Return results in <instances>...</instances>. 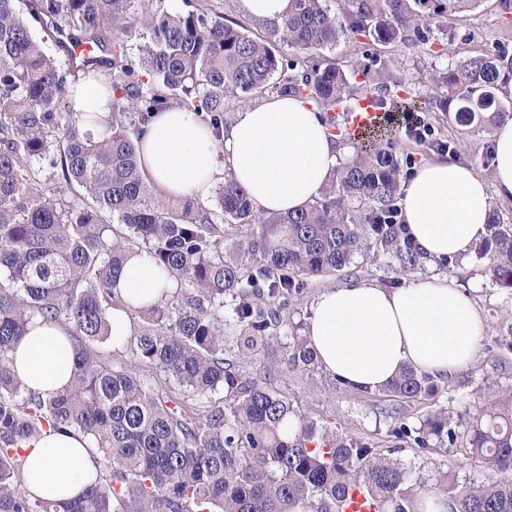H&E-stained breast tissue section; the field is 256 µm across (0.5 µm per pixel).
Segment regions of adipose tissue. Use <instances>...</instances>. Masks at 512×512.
I'll use <instances>...</instances> for the list:
<instances>
[{"instance_id":"ef3b65f1","label":"adipose tissue","mask_w":512,"mask_h":512,"mask_svg":"<svg viewBox=\"0 0 512 512\" xmlns=\"http://www.w3.org/2000/svg\"><path fill=\"white\" fill-rule=\"evenodd\" d=\"M494 144L492 178L436 158L418 165L403 187L407 234L430 266L467 257L487 232L491 196L512 201V122L499 126ZM139 145L141 166L162 195L207 200L223 164L266 213L288 214L314 201L340 164L336 135L302 96L236 113L218 139L199 113L159 112ZM118 292L123 304L112 310V334L121 339L131 333L130 307L158 296L146 252L131 254ZM304 333L327 374L342 386L374 391L407 367L437 380L458 374L474 357L482 319L447 277L434 274L394 289L368 283L327 289ZM9 357L32 391L70 385L74 351L63 326L35 325ZM22 474L32 495L77 497L96 476L95 448L80 432L43 430L24 448Z\"/></svg>"}]
</instances>
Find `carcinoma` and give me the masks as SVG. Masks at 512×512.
<instances>
[{
  "instance_id": "1",
  "label": "carcinoma",
  "mask_w": 512,
  "mask_h": 512,
  "mask_svg": "<svg viewBox=\"0 0 512 512\" xmlns=\"http://www.w3.org/2000/svg\"><path fill=\"white\" fill-rule=\"evenodd\" d=\"M482 2L340 0L334 10L331 0H290L260 39L198 12L130 22L131 0H0V512H342L355 489L377 512H425L428 497L447 512H512V387L463 424L439 402L444 385L408 368L375 394L423 414L389 410L387 439L374 442L296 409L240 366L285 338V367L315 369L308 338L288 331L285 314L308 279L370 253L406 273L425 265L402 225L388 222L401 198L392 132L403 113L448 112L471 125L512 103L504 47L435 73L432 95L390 103L373 89L398 84L387 67L343 69L320 52L356 37L430 46L432 26ZM138 25L150 38L136 69L126 38ZM66 38L90 44L103 63L76 67L46 51L51 40L65 53ZM282 45L295 53L283 57ZM81 80L111 93L104 134L71 111ZM239 94L305 96L321 112L366 96L382 115L356 135L327 118L355 152L296 213L257 214L229 174L210 205L159 196L138 151L154 114L205 112L219 139L224 99ZM44 162L76 200L40 183ZM139 250L154 261L160 298L132 309L122 348L177 383L175 399L99 351L112 338L116 282ZM474 252L512 292V224L491 212ZM36 321L65 327L74 347L62 393L29 391L8 359ZM48 427L77 430L98 449L97 475L77 499L45 501L24 488L23 444ZM405 447L461 454L471 470L441 471L430 485L398 456Z\"/></svg>"
}]
</instances>
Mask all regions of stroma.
I'll return each instance as SVG.
<instances>
[{
  "instance_id": "obj_1",
  "label": "stroma",
  "mask_w": 512,
  "mask_h": 512,
  "mask_svg": "<svg viewBox=\"0 0 512 512\" xmlns=\"http://www.w3.org/2000/svg\"><path fill=\"white\" fill-rule=\"evenodd\" d=\"M200 9L226 18L249 35L262 37L266 34V22L250 17L241 0H133L131 5L135 13L184 14ZM504 45L512 49V13H504L501 0H483L478 9L457 17L442 35L440 44L434 45L432 50L426 51L407 42L381 46L347 40L324 50L322 56L332 62L361 66L375 60L386 62L406 87L429 94L433 91L431 75L434 70ZM420 118L430 126L434 139L451 145L456 161L475 167L484 176H491L495 126H462L440 112H424ZM443 273L479 309L483 322V336L474 359L451 378L440 398L442 404L462 413L466 408L475 407L484 391L512 386V357L500 353L495 345L496 336L512 324V293L499 288L486 276L483 262L472 256L461 265L444 268ZM425 275L422 269L407 275L388 267L384 260L355 257L343 272L310 280L304 293L289 301L288 324L304 327L316 298L326 289L360 282L381 286L388 280L404 284ZM246 370L255 377L270 379L274 388L315 418L353 433L381 436L386 433L387 425L377 403L362 392L339 387L323 370L303 373L281 369L260 356L249 361Z\"/></svg>"
}]
</instances>
